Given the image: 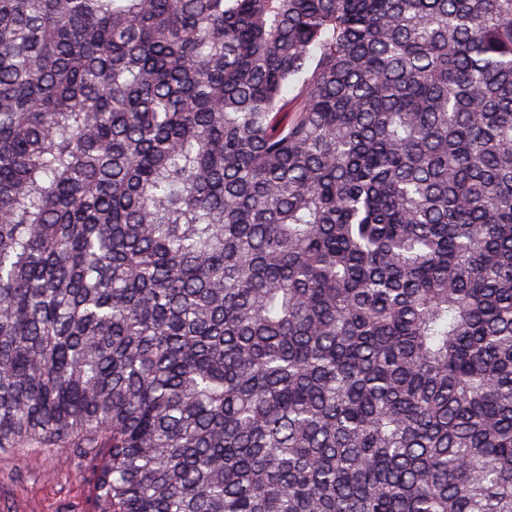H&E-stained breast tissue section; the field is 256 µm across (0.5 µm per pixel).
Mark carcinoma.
Instances as JSON below:
<instances>
[{"instance_id": "1", "label": "carcinoma", "mask_w": 512, "mask_h": 512, "mask_svg": "<svg viewBox=\"0 0 512 512\" xmlns=\"http://www.w3.org/2000/svg\"><path fill=\"white\" fill-rule=\"evenodd\" d=\"M98 512H512V0H0V452Z\"/></svg>"}]
</instances>
